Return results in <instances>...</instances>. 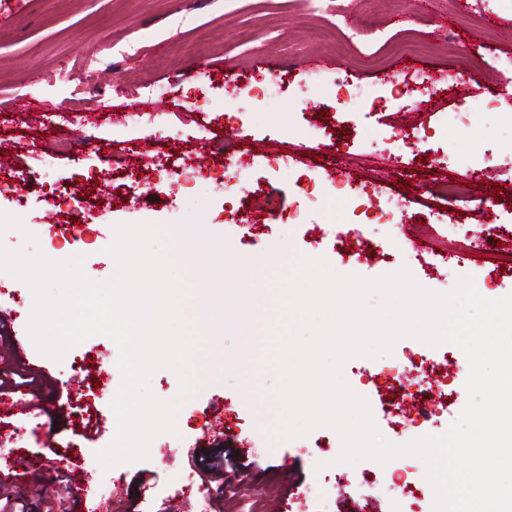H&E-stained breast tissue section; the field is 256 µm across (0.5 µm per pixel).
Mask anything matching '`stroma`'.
<instances>
[{
	"label": "stroma",
	"mask_w": 512,
	"mask_h": 512,
	"mask_svg": "<svg viewBox=\"0 0 512 512\" xmlns=\"http://www.w3.org/2000/svg\"><path fill=\"white\" fill-rule=\"evenodd\" d=\"M464 75L461 92L447 73ZM436 79L433 93L418 92L421 76ZM512 0H0V104L29 101L30 112L0 111V211L23 220L0 242L11 249L31 232L46 256L84 255L92 280H107L115 262L105 252L118 223L158 225L172 260L193 290L189 313L202 322L209 301L217 336H204L207 357L195 364L198 388L180 409L178 435L162 434L147 459L103 469L96 455L113 440L117 422L112 392L121 384L113 371L110 395H101L95 366L118 361L119 349L104 335L71 348L61 361L40 354L27 332L28 314L14 295L28 286L0 276V371L32 379L49 406L40 417L0 412V433L22 430L18 457L0 466V481L28 503L52 489L57 475L70 485L85 475L113 487L112 512H409V498L383 492L393 482L414 489L421 512H433L434 492L423 461L402 456L379 464L338 462L339 435L318 427L292 440L269 439L276 404L266 392L274 371H257L264 325L278 317L276 275L300 257L325 258L340 274L377 278L409 268L416 281L450 291L470 276L489 299L512 293V277L500 278L479 255L461 259L462 241L452 224L498 227L499 244L512 247V111L499 108L512 96ZM348 79L361 96L338 101L336 78ZM278 83L273 98H237L234 87ZM158 89L150 118L140 117L142 88ZM202 100L188 108L187 98ZM69 114L59 125L58 112ZM333 144L311 154L322 127ZM413 141H406V134ZM92 149V179L76 180L80 167L59 142ZM55 155L53 168L32 175L33 148ZM251 152L243 172L254 195L229 198L214 180L224 172L225 152ZM290 155L293 167L278 168L271 155ZM209 167V182L166 178V159ZM117 157L119 168L107 161ZM482 171L467 197L435 213L445 179L471 159ZM339 175L343 189L317 184L299 189L307 170ZM81 184L89 205L107 201L105 222L88 224L76 239L63 238L70 207L50 209L49 186ZM426 245L421 260L405 263L390 253L395 225ZM197 239L183 254L182 239ZM416 357L429 379L417 419L396 373ZM467 359L455 345L428 346L413 338L396 342L390 355L355 357L343 375L365 397L381 435L396 445L443 434L467 400ZM88 406L101 432L90 436L69 414L72 400ZM224 428L206 432L214 416ZM257 465L245 482L225 473L208 484L206 496L183 499L181 480H204L193 458L213 462L239 456ZM67 452L66 468L56 466ZM380 486L359 500L364 472ZM344 484H337L336 475Z\"/></svg>",
	"instance_id": "35a3bbf8"
}]
</instances>
